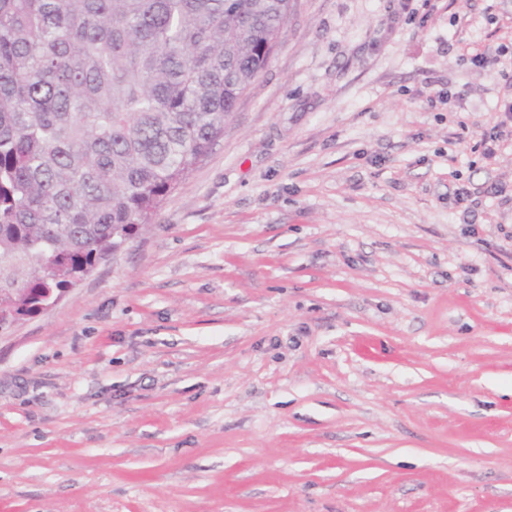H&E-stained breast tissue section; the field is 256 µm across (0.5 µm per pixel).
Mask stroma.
Masks as SVG:
<instances>
[{"label": "stroma", "instance_id": "35a3bbf8", "mask_svg": "<svg viewBox=\"0 0 512 512\" xmlns=\"http://www.w3.org/2000/svg\"><path fill=\"white\" fill-rule=\"evenodd\" d=\"M502 45L512 0H292L149 226L0 331V512H512ZM511 94H510V103L506 105L508 112H505L506 120H502L498 125H495L491 128L492 131H485L482 134V144L484 145V154L485 156H492L496 149L499 147L500 142L503 141V137L510 136L512 140V130H511V122H512V85ZM510 122V130H507V122Z\"/></svg>", "mask_w": 512, "mask_h": 512}]
</instances>
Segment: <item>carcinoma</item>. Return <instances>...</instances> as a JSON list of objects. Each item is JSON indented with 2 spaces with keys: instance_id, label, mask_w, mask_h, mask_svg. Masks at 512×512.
Masks as SVG:
<instances>
[{
  "instance_id": "carcinoma-1",
  "label": "carcinoma",
  "mask_w": 512,
  "mask_h": 512,
  "mask_svg": "<svg viewBox=\"0 0 512 512\" xmlns=\"http://www.w3.org/2000/svg\"><path fill=\"white\" fill-rule=\"evenodd\" d=\"M291 0H0V296L29 316L224 133Z\"/></svg>"
}]
</instances>
